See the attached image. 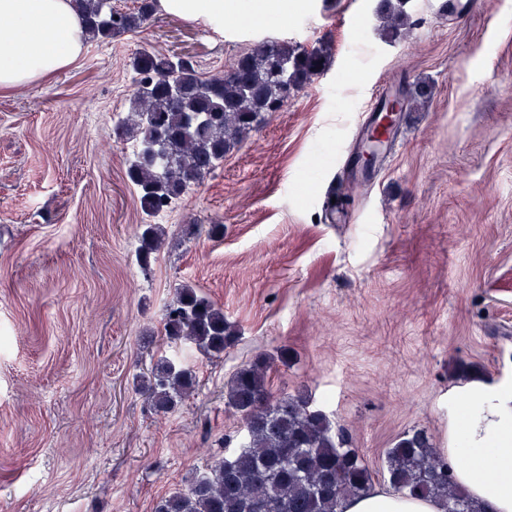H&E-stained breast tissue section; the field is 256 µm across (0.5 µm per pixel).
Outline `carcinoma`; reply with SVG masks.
Masks as SVG:
<instances>
[{"label": "carcinoma", "instance_id": "carcinoma-1", "mask_svg": "<svg viewBox=\"0 0 512 512\" xmlns=\"http://www.w3.org/2000/svg\"><path fill=\"white\" fill-rule=\"evenodd\" d=\"M86 41L110 38L141 27L155 11V0H141L126 12L112 0H75ZM322 50L288 41H266L234 62L220 77L200 75L186 59L147 49L134 70L141 75L131 114L119 122L126 133L152 145L155 129L167 138L152 161L135 159L128 170L138 188L141 209H169L193 185L222 162L268 112L283 106L285 94L308 84L321 70ZM176 74L179 97L168 81ZM137 260L147 265L162 243V231L147 224L139 238ZM164 335L220 355L236 339L224 309L191 285L177 289L162 318ZM195 385L193 373L168 358L158 359L137 377L153 406L174 410ZM226 405L241 417L245 435L230 458L214 460L186 489L162 498L155 512H344L351 498L370 491L371 475L357 449L303 395L272 398L267 365L241 367L227 385ZM390 487L399 495L440 499L445 512H482L460 486L448 459L434 450L422 430L404 433L386 451Z\"/></svg>", "mask_w": 512, "mask_h": 512}]
</instances>
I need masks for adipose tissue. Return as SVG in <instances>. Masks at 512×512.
Returning a JSON list of instances; mask_svg holds the SVG:
<instances>
[{
  "label": "adipose tissue",
  "mask_w": 512,
  "mask_h": 512,
  "mask_svg": "<svg viewBox=\"0 0 512 512\" xmlns=\"http://www.w3.org/2000/svg\"><path fill=\"white\" fill-rule=\"evenodd\" d=\"M174 15L220 27L224 0H162ZM83 48L71 0H0V89H20L75 63ZM449 457L468 463L457 480L479 506L512 512V391L462 397L457 444ZM345 512H444L441 501L375 492Z\"/></svg>",
  "instance_id": "ef3b65f1"
}]
</instances>
